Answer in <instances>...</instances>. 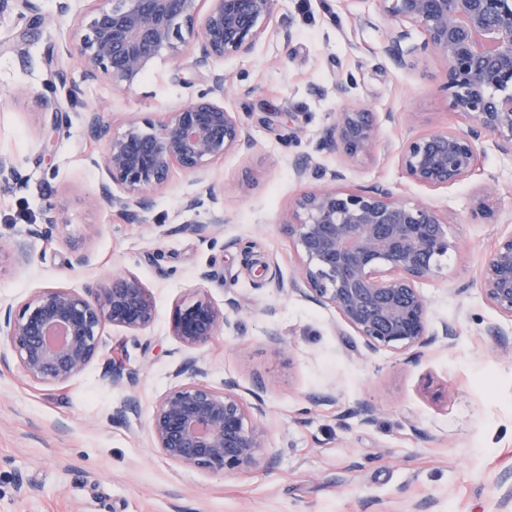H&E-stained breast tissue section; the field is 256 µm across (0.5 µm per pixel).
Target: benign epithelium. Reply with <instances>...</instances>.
Returning <instances> with one entry per match:
<instances>
[{
    "label": "benign epithelium",
    "mask_w": 512,
    "mask_h": 512,
    "mask_svg": "<svg viewBox=\"0 0 512 512\" xmlns=\"http://www.w3.org/2000/svg\"><path fill=\"white\" fill-rule=\"evenodd\" d=\"M206 10H201L203 2ZM381 13L396 22L382 47L394 65L411 68L423 56L443 62L442 88L449 106L470 120L466 131L446 129L406 138L398 163L413 184L437 189L471 177L480 142L512 155V0H378ZM277 0H92L79 27L77 56L87 75H105L122 93L136 85L163 51L178 58L194 50V66L211 72L209 86L159 124L132 118L112 136L101 156L108 181L100 196L112 209L148 224L149 193L169 181L173 169L203 182L209 167L249 144L245 123L220 99L226 78L215 62L251 54L267 30ZM423 34L411 43L410 28ZM53 128L64 123L57 97L36 99ZM382 138V119L361 106H345L322 143L347 162L370 159ZM325 185L300 194L281 223L298 254L289 286L335 308L367 350L409 349L427 341L429 304L419 284L441 270L440 259L459 251L448 218L423 202H408L389 186L347 189L341 169L315 171L294 164L295 179L313 175ZM19 177L0 155V189ZM119 187L114 192L112 186ZM494 187L484 184L471 207L475 220L495 218ZM208 184L187 202L203 208L209 223L224 224V209ZM57 224L47 211L42 224L17 232L12 247L25 255V239L49 237ZM485 301L512 322V234L486 257L480 281ZM156 318L153 292L135 275H114L100 289L80 294L45 288L20 306L0 307V361L10 355L23 375L42 384H63L80 375L97 356L108 325L138 334ZM228 325L224 311L202 294L178 306L172 333L189 349L208 345ZM186 380L155 404L148 420L151 447L166 459L212 474L255 466L265 444L262 409L238 395L218 391L202 379L198 360L176 371Z\"/></svg>",
    "instance_id": "7a95c632"
}]
</instances>
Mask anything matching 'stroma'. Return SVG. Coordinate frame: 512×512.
<instances>
[{
    "mask_svg": "<svg viewBox=\"0 0 512 512\" xmlns=\"http://www.w3.org/2000/svg\"><path fill=\"white\" fill-rule=\"evenodd\" d=\"M37 4L36 15L0 11V153L24 178L0 191V305L20 307L44 288L81 293L129 272L153 291L157 315L137 335L105 327L97 357L61 385L28 379L16 359L0 364V512H512V322L479 287L485 258L512 234V156L483 141L476 173L439 189L409 182L397 159L408 135L467 126L440 90L442 61L425 56L410 69L385 61L393 22L375 0H278L253 53L215 65L229 87L224 106L240 113L251 139L213 165L223 228L187 209L197 185L178 169L151 193L144 226L100 200L105 173L96 160L130 118L162 120L208 76L194 71L191 54L164 53L115 93L73 56L87 0H72L62 16L56 0ZM58 63L80 99L56 130L35 100L63 96ZM343 81L344 95L335 89ZM347 105L392 115L373 158L350 165L318 146ZM92 107L105 110V126L91 125ZM306 157L323 169L347 165V187L389 184L448 216L460 250L420 285L434 340L369 351L334 308L288 290L297 252L279 221L304 188L324 184L296 182L292 163ZM486 183L496 217L483 224L469 213ZM53 205V236L29 240L26 256L13 253V234ZM209 268L223 285L200 280ZM203 291L231 325L193 351L173 336L171 320ZM445 324L454 334L443 339ZM491 325L500 335H488ZM192 357L213 388L263 405L257 466L213 475L151 448L153 406ZM114 360L129 376L116 388L102 377ZM361 403L376 408L373 423L353 416Z\"/></svg>",
    "mask_w": 512,
    "mask_h": 512,
    "instance_id": "stroma-1",
    "label": "stroma"
}]
</instances>
